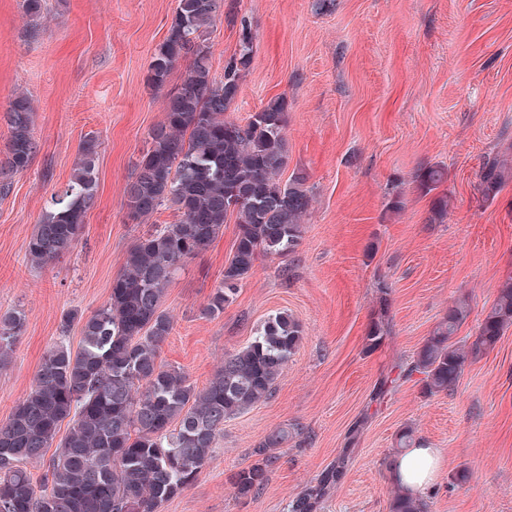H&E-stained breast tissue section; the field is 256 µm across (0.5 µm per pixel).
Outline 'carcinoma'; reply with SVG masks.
I'll return each mask as SVG.
<instances>
[{
	"mask_svg": "<svg viewBox=\"0 0 512 512\" xmlns=\"http://www.w3.org/2000/svg\"><path fill=\"white\" fill-rule=\"evenodd\" d=\"M217 8L218 0H178L147 74V84L160 90L180 62H190L183 81L165 96L164 119L149 132L150 147L125 187V206L138 224L162 209L172 211L174 220L154 224L137 238L105 305L86 317L76 310L63 314L62 332L81 323L79 346L48 350L29 392L0 422V512H158L197 481L224 422L271 397L302 339L300 324L279 312L249 343L225 356L202 389L159 362L160 345L172 329V318L162 309L166 288L228 218H234L237 236L204 307L209 316L224 313L260 255L295 251L312 209L305 173L281 180L288 162L287 101H271L243 125L225 116L252 64L253 35L248 18L231 17L238 50L215 78L206 32ZM24 9L32 25H39L44 0H24ZM33 113L34 101L26 93L15 94L3 112L11 136L0 159L1 197L38 151ZM98 150L93 136L81 142L71 179L51 198L27 241L32 265L51 264L78 243L96 200ZM445 179V169L433 166L419 174L418 183L432 191ZM510 179L512 168L495 157L487 160L480 173L483 196L495 197ZM468 315L463 301L449 307L404 370L407 378L421 375L430 395L453 390L467 362L492 349L512 325V277L499 288L475 339L460 345L454 337ZM24 328L23 313L0 315V366L11 359ZM386 334L383 320L371 322L366 349H377ZM65 421L71 426L61 437ZM288 437L286 427L271 430L254 450L257 460L230 476L237 497L266 486ZM32 464L42 466L40 477H34ZM350 464L351 449L345 448L292 499L290 512H317ZM427 509L426 502L400 488L390 501V512Z\"/></svg>",
	"mask_w": 512,
	"mask_h": 512,
	"instance_id": "carcinoma-1",
	"label": "carcinoma"
}]
</instances>
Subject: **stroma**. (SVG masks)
I'll use <instances>...</instances> for the list:
<instances>
[{"mask_svg": "<svg viewBox=\"0 0 512 512\" xmlns=\"http://www.w3.org/2000/svg\"><path fill=\"white\" fill-rule=\"evenodd\" d=\"M177 5L46 0L34 30L23 0H0V113L28 93L39 142L0 198V315L26 316L0 366V422L47 350L79 345L80 324L62 331V315L106 303L145 230L128 219L124 189L164 116V94L146 77ZM233 12L250 19L255 43L227 115L243 123L271 99L287 100L283 174L306 173L313 206L295 252L259 257L223 314L207 316L236 238L227 222L166 289L173 331L159 359L202 388L277 313L298 321L303 339L273 395L225 422L197 482L159 512H287L347 445L352 462L319 512H389L396 437L407 427L444 451L429 512H512V327L453 391L425 395L414 376L373 398L459 300L470 314L456 340L471 342L512 276V180L490 201L479 186L485 159H512V0H223L208 35L217 77L238 48ZM89 136L100 141L96 204L70 254L32 267L26 242ZM435 165L445 183L421 190L417 174ZM440 194L451 201L435 222ZM377 318L388 333L369 351L364 337ZM278 426L294 433L267 485L236 497L229 476ZM458 471L467 481H453Z\"/></svg>", "mask_w": 512, "mask_h": 512, "instance_id": "obj_1", "label": "stroma"}]
</instances>
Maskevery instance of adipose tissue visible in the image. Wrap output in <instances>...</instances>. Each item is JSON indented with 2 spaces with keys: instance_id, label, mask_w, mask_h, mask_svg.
I'll return each mask as SVG.
<instances>
[{
  "instance_id": "obj_1",
  "label": "adipose tissue",
  "mask_w": 512,
  "mask_h": 512,
  "mask_svg": "<svg viewBox=\"0 0 512 512\" xmlns=\"http://www.w3.org/2000/svg\"><path fill=\"white\" fill-rule=\"evenodd\" d=\"M442 463V449L418 442L395 458L392 477L409 495L422 499L432 490Z\"/></svg>"
}]
</instances>
